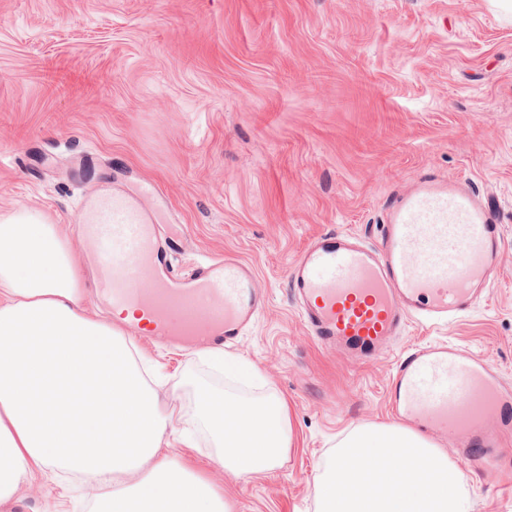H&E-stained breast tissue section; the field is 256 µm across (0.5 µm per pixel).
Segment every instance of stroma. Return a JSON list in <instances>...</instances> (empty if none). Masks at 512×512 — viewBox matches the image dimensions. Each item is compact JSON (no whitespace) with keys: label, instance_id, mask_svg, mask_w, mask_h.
<instances>
[{"label":"stroma","instance_id":"35a3bbf8","mask_svg":"<svg viewBox=\"0 0 512 512\" xmlns=\"http://www.w3.org/2000/svg\"><path fill=\"white\" fill-rule=\"evenodd\" d=\"M437 172L492 201L497 273L466 317L411 323L401 346L453 342L512 379V8L502 0H0V211L73 223L107 188L183 225L192 251L257 270L266 305L209 354L134 337L234 512H314L313 481L356 426L387 424L391 362L348 364L302 322L287 270L330 231L378 242L386 206ZM287 398L299 437L280 468L226 479L201 392ZM469 512H512V467L463 462ZM17 512H88L54 483Z\"/></svg>","mask_w":512,"mask_h":512}]
</instances>
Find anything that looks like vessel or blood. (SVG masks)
<instances>
[{"label":"vessel or blood","mask_w":512,"mask_h":512,"mask_svg":"<svg viewBox=\"0 0 512 512\" xmlns=\"http://www.w3.org/2000/svg\"><path fill=\"white\" fill-rule=\"evenodd\" d=\"M83 233L104 261L98 279L113 308L141 307L149 336L207 350L235 342L264 306L254 266L234 255L205 257L172 273L179 247L136 196L94 199ZM501 226L469 190L429 176L387 207L376 245L326 233L300 253L288 274L300 315L326 348L356 364L384 357L409 321L436 324L472 311L495 271ZM392 414L436 437L457 431L462 458L489 467L512 446V384L491 366L446 343L412 345L395 355L387 388Z\"/></svg>","instance_id":"vessel-or-blood-1"}]
</instances>
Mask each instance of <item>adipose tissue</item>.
I'll list each match as a JSON object with an SVG mask.
<instances>
[{"label": "adipose tissue", "instance_id": "adipose-tissue-1", "mask_svg": "<svg viewBox=\"0 0 512 512\" xmlns=\"http://www.w3.org/2000/svg\"><path fill=\"white\" fill-rule=\"evenodd\" d=\"M69 225L0 212V512L35 472L76 471L93 512H233L223 487L167 456L186 444L121 325L92 317ZM198 417L231 477L296 447L284 398L201 393Z\"/></svg>", "mask_w": 512, "mask_h": 512}]
</instances>
